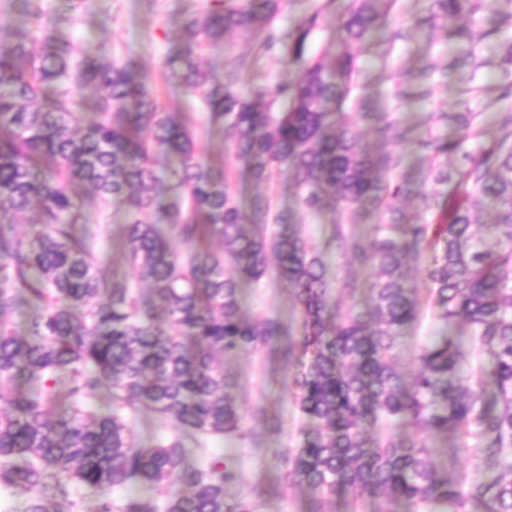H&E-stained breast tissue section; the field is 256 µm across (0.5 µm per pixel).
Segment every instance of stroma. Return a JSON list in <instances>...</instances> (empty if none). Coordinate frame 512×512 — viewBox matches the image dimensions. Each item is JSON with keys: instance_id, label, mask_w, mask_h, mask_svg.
I'll return each mask as SVG.
<instances>
[{"instance_id": "obj_1", "label": "stroma", "mask_w": 512, "mask_h": 512, "mask_svg": "<svg viewBox=\"0 0 512 512\" xmlns=\"http://www.w3.org/2000/svg\"><path fill=\"white\" fill-rule=\"evenodd\" d=\"M48 11L61 19L62 34L78 41L83 52L92 56L137 58L154 77L161 102L179 112L193 110L194 102L183 90L167 85L161 71L167 57L175 52L181 34L183 0H83L79 9H70L68 0H45ZM429 0H402L400 9L390 11L383 27L371 33L367 44L357 50L360 72L356 96L360 101L359 113L352 121L364 142L377 149H390L404 158L401 169L409 181L425 193L436 191L428 169L422 164L420 141L427 127H435L437 135L451 138L453 125L434 121L437 112L460 111V91L477 85L497 87L501 72L497 65L496 46L499 39L512 37V20L501 21L499 15L487 11L483 19L495 34L478 47L483 67L465 63V46L449 37L447 24L435 28H412V20L426 17ZM404 29V38L395 42L387 60H380L379 52L388 34ZM255 68L239 73V89L250 93L256 81H263L268 89H276L283 82L295 80L297 66L280 50L257 54ZM432 64L428 79V94L398 103L395 87L415 89L417 74L425 64ZM388 113L399 118L408 128L404 142L387 143L378 139L375 128L377 115ZM198 154L208 160L223 159L231 169L234 188L238 193L249 194L253 186L242 176L241 167L234 157L230 141L217 133L198 126L196 137ZM276 209L292 212L296 231L307 237L317 247H325L332 231L333 216L324 212L312 214L298 202V190L290 171L280 168L272 187ZM94 222L109 225V236L96 245V255L105 275H117L130 284L138 278L123 258L124 224L123 208L107 206L104 212L94 214ZM328 280L332 293L340 295L344 303L360 309L370 304L369 285L375 278L372 266H351L339 255L327 259ZM353 279L359 284L355 293L344 292L343 284ZM243 311L256 319L276 320L285 330L298 333L303 314L296 304L288 283L275 274H267L260 282L243 285L240 293ZM224 364L237 378L232 392L236 405L246 417V426H253L250 413L255 406H264L269 417L281 426L280 432L264 435L263 447L256 448L236 439H214L209 443L215 455L232 458L240 474L239 483L226 489L234 498L259 486L264 496L258 502V512H311V494L301 487H286L282 482V467L278 452L293 448L302 440L301 430L305 420L300 411L295 392L290 384L294 366L281 361L274 353L263 350L243 352L227 357Z\"/></svg>"}]
</instances>
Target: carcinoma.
<instances>
[{"mask_svg":"<svg viewBox=\"0 0 512 512\" xmlns=\"http://www.w3.org/2000/svg\"><path fill=\"white\" fill-rule=\"evenodd\" d=\"M291 0H187L182 37L162 76L200 102L207 124L233 145L255 185L289 168L305 210L334 213L331 244L349 264L373 265L371 307L332 298L324 254L274 209L270 194L236 192L224 161L201 158L195 119L161 103L151 74L132 58L102 62L57 30L43 0H17L31 28L0 23V490L24 512H256L262 492L233 500L239 480L208 448L215 437L258 440L217 357L269 348L297 360L291 383L307 419L301 444L279 451L283 481L306 487L314 512L338 493L353 501H404L410 512H512V112L487 122L442 112L454 138L422 142L424 160L449 196L423 194L396 175L402 157L372 152L347 105L364 43L399 0H351L324 51L310 33L335 0H320L289 33L276 26ZM487 0H431L425 21H469ZM240 33L267 50L280 44L299 69L271 92L244 97L237 71L201 66L206 50ZM503 96H512V41L501 45ZM288 108H275L276 101ZM378 133L407 134L388 115ZM170 159L167 172L158 156ZM421 209L407 216L402 197ZM125 206L124 259L150 288L106 277L98 240L109 225L91 215ZM36 205L41 231L20 236L15 217ZM380 217L365 245L348 233V210ZM217 237L223 251L202 245ZM182 245L179 252L176 245ZM429 255L431 320L411 384L397 367L403 327L421 319L405 259ZM275 258L304 320L294 338L273 319H249L240 291ZM26 305L24 334L11 324ZM467 320L478 356L448 335ZM174 422L151 444L134 436L143 411ZM400 421L413 433H390ZM453 434L480 479L439 469L429 440ZM182 487L166 498L160 483ZM75 486L86 490L71 499Z\"/></svg>","mask_w":512,"mask_h":512,"instance_id":"carcinoma-1","label":"carcinoma"}]
</instances>
